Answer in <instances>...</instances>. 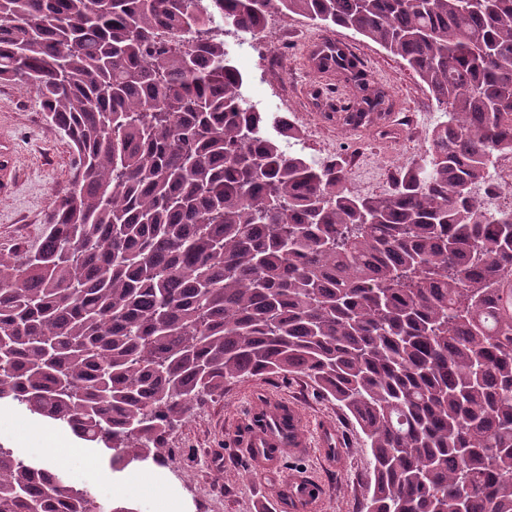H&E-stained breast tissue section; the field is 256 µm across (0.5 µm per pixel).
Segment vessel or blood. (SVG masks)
<instances>
[{"label": "vessel or blood", "mask_w": 512, "mask_h": 512, "mask_svg": "<svg viewBox=\"0 0 512 512\" xmlns=\"http://www.w3.org/2000/svg\"><path fill=\"white\" fill-rule=\"evenodd\" d=\"M15 182L13 150L0 142V193L8 194ZM305 416L296 407L274 398L264 399L250 413V423L240 445L256 472L279 467L287 455L307 453L310 442ZM322 496L320 483L311 476L293 475L288 484L290 512H316Z\"/></svg>", "instance_id": "1"}]
</instances>
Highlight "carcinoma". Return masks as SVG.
Listing matches in <instances>:
<instances>
[{
  "label": "carcinoma",
  "mask_w": 512,
  "mask_h": 512,
  "mask_svg": "<svg viewBox=\"0 0 512 512\" xmlns=\"http://www.w3.org/2000/svg\"><path fill=\"white\" fill-rule=\"evenodd\" d=\"M400 58L444 120L379 196L265 135L223 33L274 14ZM224 17V31L212 27ZM345 126L392 96L335 46ZM33 89L73 154L40 246L0 253V401L164 461L205 396L305 375L371 455L367 512H512V0H0V82ZM0 512H138L0 447Z\"/></svg>",
  "instance_id": "obj_1"
}]
</instances>
